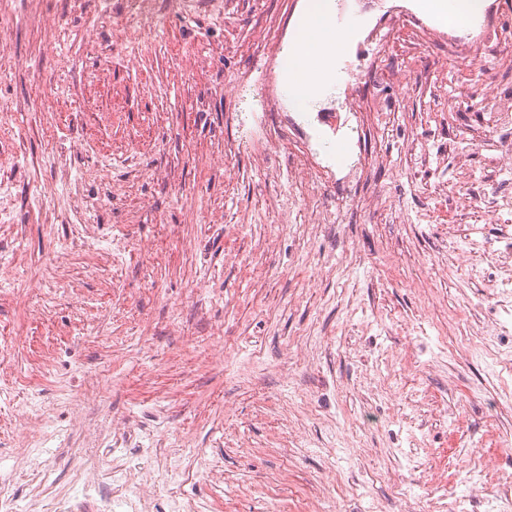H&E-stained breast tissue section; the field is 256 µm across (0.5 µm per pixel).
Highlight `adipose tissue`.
I'll use <instances>...</instances> for the list:
<instances>
[{"mask_svg": "<svg viewBox=\"0 0 512 512\" xmlns=\"http://www.w3.org/2000/svg\"><path fill=\"white\" fill-rule=\"evenodd\" d=\"M425 10L452 27L463 29L478 17L484 0H422ZM335 0H311L293 42L286 50L288 67L284 88L289 103L311 110L336 83V52L346 35L331 24Z\"/></svg>", "mask_w": 512, "mask_h": 512, "instance_id": "ef3b65f1", "label": "adipose tissue"}]
</instances>
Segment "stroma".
<instances>
[{"label":"stroma","mask_w":512,"mask_h":512,"mask_svg":"<svg viewBox=\"0 0 512 512\" xmlns=\"http://www.w3.org/2000/svg\"><path fill=\"white\" fill-rule=\"evenodd\" d=\"M306 0H0V476L42 512L126 469L152 512H512V335L454 262L503 174L488 118L436 49L411 76L364 36L391 0H336L338 77L268 156L254 90ZM397 99L366 184L338 146L347 68ZM448 123L447 158L407 146ZM336 147L333 224L300 200L306 138ZM441 183L446 234L408 222ZM52 466L38 475L34 459Z\"/></svg>","instance_id":"obj_1"}]
</instances>
